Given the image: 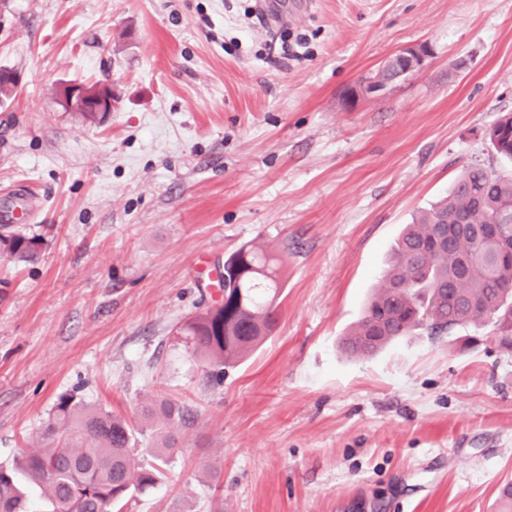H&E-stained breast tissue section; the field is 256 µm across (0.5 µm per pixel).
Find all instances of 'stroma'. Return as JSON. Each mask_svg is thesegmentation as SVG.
I'll return each mask as SVG.
<instances>
[{"mask_svg": "<svg viewBox=\"0 0 512 512\" xmlns=\"http://www.w3.org/2000/svg\"><path fill=\"white\" fill-rule=\"evenodd\" d=\"M8 0L0 213L40 257L0 258V464L43 448L59 396L128 420L132 462L186 406L165 479L127 512H500L512 355L475 327L356 358L358 321L405 224L478 164L512 115V0ZM421 71L346 102L400 48ZM65 82L106 83L85 124ZM251 245L280 261L279 321L222 381L176 332ZM221 472L219 486L203 470ZM430 53L431 48L428 44H413L398 50L387 60V62L395 59L400 66H403L405 71H403L401 75L407 74L409 72H414L415 74L421 70L425 59L429 56Z\"/></svg>", "mask_w": 512, "mask_h": 512, "instance_id": "obj_1", "label": "stroma"}]
</instances>
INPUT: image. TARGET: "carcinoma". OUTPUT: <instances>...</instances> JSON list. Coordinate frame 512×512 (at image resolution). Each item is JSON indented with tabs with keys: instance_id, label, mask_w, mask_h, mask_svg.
<instances>
[{
	"instance_id": "obj_1",
	"label": "carcinoma",
	"mask_w": 512,
	"mask_h": 512,
	"mask_svg": "<svg viewBox=\"0 0 512 512\" xmlns=\"http://www.w3.org/2000/svg\"><path fill=\"white\" fill-rule=\"evenodd\" d=\"M494 150L512 161V116L494 126ZM467 213L472 224H502L508 235L486 241L463 233L450 249L435 247L440 224ZM43 241L0 225V256L33 262ZM452 286V292L444 291ZM279 285L272 260L244 245L224 259V300L188 318L179 328L184 346L200 355L219 379L224 367L256 349L278 323ZM491 324L498 347L512 354V176L472 165L448 195L405 225L379 286L363 314L342 339L352 355L373 356L391 343L425 329L438 336L463 325ZM165 427L153 461L131 463L133 426L110 412L63 395L46 422V447L0 466V512H30L20 477L41 490L45 512H113L136 493L154 487L164 474L171 430L189 411L160 403ZM156 408L143 410L151 417Z\"/></svg>"
}]
</instances>
